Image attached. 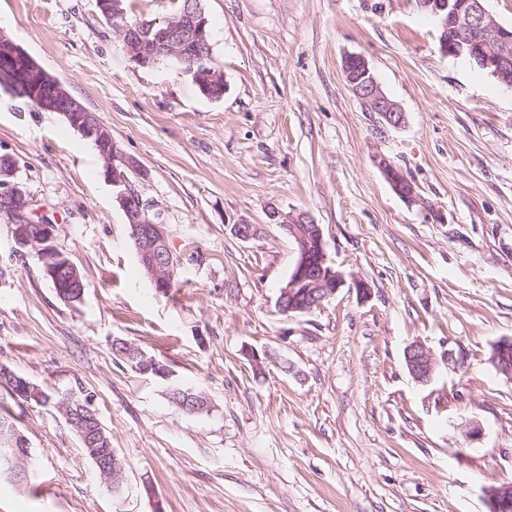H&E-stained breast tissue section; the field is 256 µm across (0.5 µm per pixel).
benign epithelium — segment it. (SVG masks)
Instances as JSON below:
<instances>
[{
    "label": "benign epithelium",
    "instance_id": "7a95c632",
    "mask_svg": "<svg viewBox=\"0 0 512 512\" xmlns=\"http://www.w3.org/2000/svg\"><path fill=\"white\" fill-rule=\"evenodd\" d=\"M423 2L424 8L437 19L443 31V53L470 56L500 83L512 88V28L497 21L486 8L485 0ZM97 8L108 18L112 31L125 45L130 61L149 67L159 56H174L187 65L190 73L195 75L196 83L217 81L218 75L214 71L203 69L205 61L200 48L207 45L208 20L201 5L184 8L163 26L144 19L133 25L128 23L126 13L121 9V0H97ZM343 73L351 92L368 111L378 113L383 123L393 128L406 123L405 112L383 92L365 58L359 55L346 57ZM0 84L23 98L35 101L42 109L60 114L84 138L95 142L105 163L106 176L126 216L138 260L155 290L164 292L170 283L169 273L176 266L165 225L129 178V174L135 173L146 179L147 172L140 162L118 147L96 113L88 111L20 44L2 32ZM378 165L395 191L401 197L413 200L412 183L392 161L383 156L379 158ZM0 198L8 202L4 212L13 218L15 245L20 249H35L45 277L55 280L67 271L72 279L80 280L77 266L54 245L57 225L31 220L27 214L25 194L15 186L1 193ZM269 218L288 231L298 245L297 259L278 296V307L283 313L309 312L347 285L345 273L328 260L320 225L304 213L286 214L275 208L269 211ZM406 365L415 381L426 383L436 370L437 360L422 344L414 343L406 348ZM98 468L109 487L112 479L123 472L122 462L115 455L98 463ZM484 495L489 512H507L512 508L511 484L489 486Z\"/></svg>",
    "mask_w": 512,
    "mask_h": 512
}]
</instances>
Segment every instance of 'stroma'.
<instances>
[{"instance_id": "obj_1", "label": "stroma", "mask_w": 512, "mask_h": 512, "mask_svg": "<svg viewBox=\"0 0 512 512\" xmlns=\"http://www.w3.org/2000/svg\"><path fill=\"white\" fill-rule=\"evenodd\" d=\"M227 89L129 60L95 0H0L7 34L147 170L136 187L169 231L176 285L141 272L90 141L0 88V157L79 269L63 302L0 211V364L89 399L125 463L115 496L64 415L0 389L37 464L0 478V512H488L512 481V88L443 54L418 0H203ZM363 56L406 114L391 128L348 88ZM414 186L401 198L377 164ZM320 224L343 288L277 304L297 258L271 209ZM259 232L241 240L233 225ZM121 338L168 363L210 408L186 414L114 357ZM414 341L442 358L416 382ZM267 355L256 370L251 353ZM476 420L470 439L459 425ZM489 512H504L512 506V485H492L484 490Z\"/></svg>"}]
</instances>
